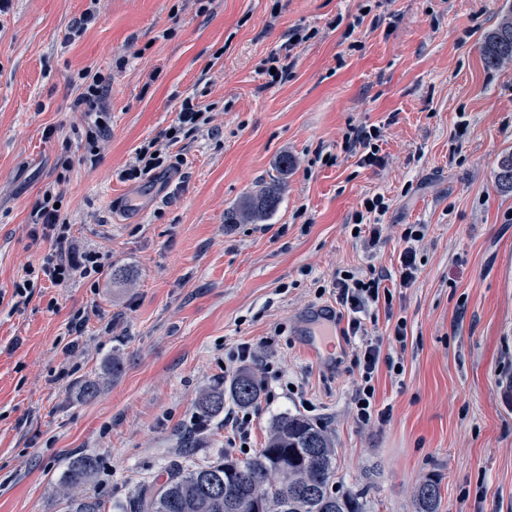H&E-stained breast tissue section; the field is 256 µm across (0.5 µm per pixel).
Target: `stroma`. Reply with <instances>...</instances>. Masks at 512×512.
Returning <instances> with one entry per match:
<instances>
[{
    "label": "stroma",
    "mask_w": 512,
    "mask_h": 512,
    "mask_svg": "<svg viewBox=\"0 0 512 512\" xmlns=\"http://www.w3.org/2000/svg\"><path fill=\"white\" fill-rule=\"evenodd\" d=\"M87 6L12 0L0 21V290L49 248L28 215L64 154L63 215L127 278L0 303V512H63L51 489L77 454L100 460L88 489L116 512L171 463L248 460L284 413L326 427L337 491H366L372 512H413L429 476L441 512H512V192L495 177L512 152V63L487 66L482 52L512 0H103L97 23L65 42ZM297 27L315 36L287 47ZM275 50L291 67L270 85ZM88 65L112 77L93 163L73 132L84 122L74 78ZM188 95L211 109L215 134L187 135L180 173L119 179ZM361 125L381 130L380 165L345 148ZM285 155L277 210L225 223ZM377 193L390 207L367 250L351 216ZM411 224L426 227L417 278L367 321L385 337L406 318L404 372L379 369L376 406L391 418L361 424L357 339L335 335L313 359L300 330L311 308L334 304L336 270H397ZM93 301L100 318L69 339ZM241 342L261 387L246 449L230 444L232 401L206 435L193 431L196 397ZM66 362L75 374L54 381Z\"/></svg>",
    "instance_id": "obj_1"
}]
</instances>
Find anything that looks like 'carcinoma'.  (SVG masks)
<instances>
[{"label": "carcinoma", "mask_w": 512, "mask_h": 512, "mask_svg": "<svg viewBox=\"0 0 512 512\" xmlns=\"http://www.w3.org/2000/svg\"><path fill=\"white\" fill-rule=\"evenodd\" d=\"M485 61L496 66L512 61V14L506 16L484 39ZM497 184L512 192V153L497 162ZM282 188L262 187L239 209L224 214V223L258 224L279 206ZM241 408L257 405L260 385L244 369L229 389L214 388L197 400L205 419L224 411V394ZM99 470V461L88 455L71 458L59 488L65 512H101L99 497L84 487ZM336 448L324 428L300 414L285 413L272 420L265 446L239 464L232 459L189 468L175 465L158 486L140 490L123 512H370L366 493L336 492ZM440 484L429 477L417 487L415 512H439Z\"/></svg>", "instance_id": "cac0c4a2"}]
</instances>
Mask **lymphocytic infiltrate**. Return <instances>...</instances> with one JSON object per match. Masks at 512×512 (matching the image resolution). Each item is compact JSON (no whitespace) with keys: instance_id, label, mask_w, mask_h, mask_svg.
<instances>
[{"instance_id":"f902f5d3","label":"lymphocytic infiltrate","mask_w":512,"mask_h":512,"mask_svg":"<svg viewBox=\"0 0 512 512\" xmlns=\"http://www.w3.org/2000/svg\"><path fill=\"white\" fill-rule=\"evenodd\" d=\"M79 94L73 107L83 110L88 118L84 128L87 161H96L99 143L105 137L107 124L105 98L111 85L110 76L86 67L78 74ZM210 123V115L194 97H185L179 106L176 118L170 129H164L156 136L145 140L136 147L131 160L121 171L125 180H136L162 171L168 174L180 172L186 159L177 152L184 133L200 131ZM60 171L53 183L47 184L29 213L30 223L40 225L50 241L49 248L39 265L26 267L23 275L12 284L11 299L14 305L29 303L36 288L43 282L54 286H65L74 281L89 283L91 288H99L105 272V258L98 251L84 247L75 236L73 226L64 217L58 204L63 197L61 189L67 172L72 168L70 157L61 156L58 161ZM389 203L384 195L376 194L364 198L351 221L357 231V239L368 245H376L380 240L378 217L384 215ZM381 275L363 277L347 270L336 271L332 288L341 314L347 317L346 336L359 338L360 351L355 356L359 380L354 397V413L359 422L371 419H387L388 413L378 410L375 402L373 378L380 364H387L394 373H402L401 360L381 361V341L369 333L365 316L372 306L380 301H392L391 292L380 289Z\"/></svg>"}]
</instances>
